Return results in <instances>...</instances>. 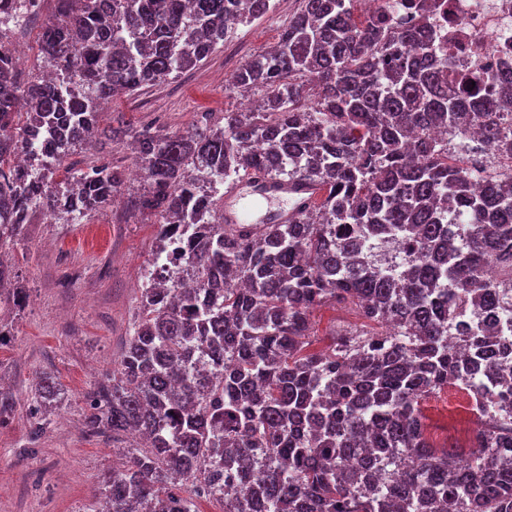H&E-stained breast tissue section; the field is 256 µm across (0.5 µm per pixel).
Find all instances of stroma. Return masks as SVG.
<instances>
[{
  "instance_id": "obj_1",
  "label": "stroma",
  "mask_w": 512,
  "mask_h": 512,
  "mask_svg": "<svg viewBox=\"0 0 512 512\" xmlns=\"http://www.w3.org/2000/svg\"><path fill=\"white\" fill-rule=\"evenodd\" d=\"M301 0H275L274 10L233 25L224 45L198 67L172 80L113 98L101 117L108 127L124 116L137 128L183 131L200 112L240 111L256 93L234 88L230 76L252 54L275 45ZM143 184L125 180L119 206L73 224L34 214L26 240L7 252L28 294L23 310L10 311L11 334L0 339V395L14 403L0 415V512H87L101 478L119 461L107 436L84 428L89 397L111 376L134 333L140 288L153 268L156 226L129 208ZM313 345H330L333 330L361 325L350 308L323 306L313 313ZM65 391L62 406L33 415L40 377ZM427 422L465 411L470 429L478 420L466 391L448 386L421 403ZM48 423L32 453L22 454L38 417Z\"/></svg>"
}]
</instances>
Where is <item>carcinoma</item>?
Listing matches in <instances>:
<instances>
[{
	"mask_svg": "<svg viewBox=\"0 0 512 512\" xmlns=\"http://www.w3.org/2000/svg\"><path fill=\"white\" fill-rule=\"evenodd\" d=\"M45 0H0V251L30 215L79 219L123 183L105 158L64 181L93 146L103 106L178 77L224 46L269 0H52L36 70L22 81L3 28ZM356 0H303L235 85L250 112H204L185 132L142 128L134 206L186 266L155 267L134 334L90 396L87 431L137 433L89 512H194L197 487L223 512H512V361L482 318L512 329V172L476 189L443 129L477 132L512 157V77L499 100L478 77L448 88L421 28ZM323 185L286 224L224 223L210 186L239 172ZM377 240L411 260L372 262ZM493 264L499 278L489 279ZM0 257V305L26 303ZM351 306L384 332L346 330L312 349L311 313ZM458 383L480 411L468 457L425 437L419 401ZM44 378L35 398L57 399ZM413 460L401 469L403 457Z\"/></svg>",
	"mask_w": 512,
	"mask_h": 512,
	"instance_id": "obj_1",
	"label": "carcinoma"
}]
</instances>
